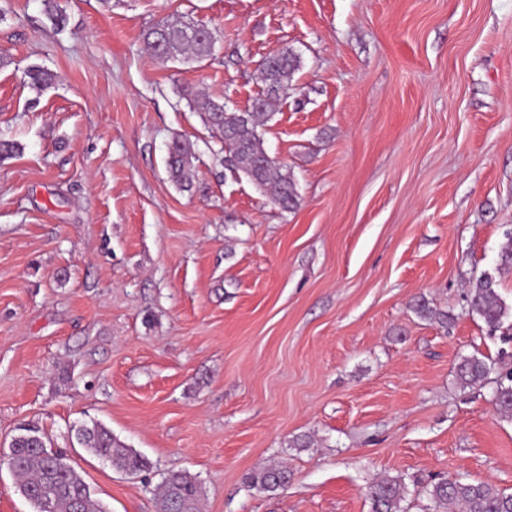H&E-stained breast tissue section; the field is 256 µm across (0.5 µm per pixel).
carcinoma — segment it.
I'll use <instances>...</instances> for the list:
<instances>
[{
	"label": "carcinoma",
	"mask_w": 512,
	"mask_h": 512,
	"mask_svg": "<svg viewBox=\"0 0 512 512\" xmlns=\"http://www.w3.org/2000/svg\"><path fill=\"white\" fill-rule=\"evenodd\" d=\"M144 40L153 58L161 63L196 62L210 57L216 48V38L207 28L183 20L166 21L149 29ZM299 58L288 52L272 55V60L258 68L263 85L258 107L243 112H229L224 104L192 88H182L179 94L190 108L221 135L232 170L244 174L256 187L269 193L282 210L292 209L297 202L294 179L287 166L277 163L264 147L258 128L272 119L280 103L288 98ZM31 84L43 90L55 80L54 74L43 68L28 71ZM167 165L171 179L184 189L193 181L192 148L189 142L173 141ZM498 282L482 274L469 285V311L478 314L491 329H497L509 319V311L499 297ZM422 319L448 327V312L440 310L421 297L412 305ZM492 366L477 356L462 358L457 376L468 385L486 379ZM495 402L498 409L512 417V369L499 373ZM81 447L109 461L117 470L136 474L149 467L148 460L121 443L99 422L82 424L75 429ZM49 441L37 427H26L10 444L9 466L18 480L21 495L34 512H105L92 497L88 485L60 452L48 448ZM288 470L264 467L247 477L249 486L264 492H274L288 483ZM424 492L432 503V512H512V493L489 483L466 479L438 480L425 486ZM408 494L402 477H384L368 487L371 512H404L401 503ZM200 491L188 473L170 474L158 496L157 512H200Z\"/></svg>",
	"instance_id": "carcinoma-1"
}]
</instances>
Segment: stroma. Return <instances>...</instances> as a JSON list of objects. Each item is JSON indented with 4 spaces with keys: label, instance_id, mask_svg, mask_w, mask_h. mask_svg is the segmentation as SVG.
Segmentation results:
<instances>
[{
    "label": "stroma",
    "instance_id": "1",
    "mask_svg": "<svg viewBox=\"0 0 512 512\" xmlns=\"http://www.w3.org/2000/svg\"><path fill=\"white\" fill-rule=\"evenodd\" d=\"M0 0V512H31L9 444L37 425L107 512H157L168 474L201 512H370L384 475L512 492V365L466 303L512 228V0ZM205 25L209 60L157 63L142 33ZM298 55L262 127L298 195L282 211L230 170L189 85L247 109L257 67ZM52 70L39 91L29 68ZM194 149L190 189L169 144ZM448 311L440 327L412 309ZM97 420L149 462L129 475L76 441ZM287 467L274 492L248 487ZM493 368L478 356L462 358L457 366V376L463 385L473 384L486 379ZM494 397L498 409L512 417V369L499 373ZM288 470L282 467H264L247 477L250 487L264 492H274L288 483Z\"/></svg>",
    "mask_w": 512,
    "mask_h": 512
}]
</instances>
